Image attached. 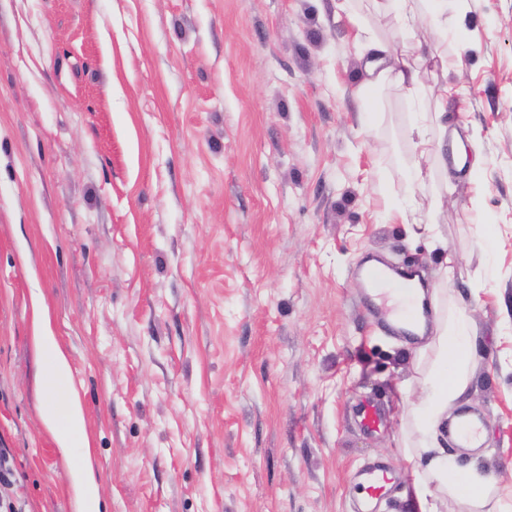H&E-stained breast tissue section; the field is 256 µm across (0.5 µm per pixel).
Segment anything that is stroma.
Instances as JSON below:
<instances>
[{"instance_id":"obj_1","label":"stroma","mask_w":512,"mask_h":512,"mask_svg":"<svg viewBox=\"0 0 512 512\" xmlns=\"http://www.w3.org/2000/svg\"><path fill=\"white\" fill-rule=\"evenodd\" d=\"M336 2L0 0V448L16 474L0 502L76 512L35 387L39 293L103 512H358L374 461L393 473L375 512H409L434 336L381 323L354 274L373 254L420 273L429 322L469 318L448 414L487 436L443 445L512 512V0L449 6L441 38L387 0ZM362 29L422 72L423 97L372 83ZM368 399L374 432L356 418Z\"/></svg>"}]
</instances>
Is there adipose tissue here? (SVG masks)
<instances>
[{"mask_svg":"<svg viewBox=\"0 0 512 512\" xmlns=\"http://www.w3.org/2000/svg\"><path fill=\"white\" fill-rule=\"evenodd\" d=\"M32 308L33 345L38 359L50 362L49 370L40 372L37 385L46 421L64 457L75 453L81 457L79 464L68 471L77 499V512H101L100 486L91 464L85 418L69 359L59 347L51 323L42 311L40 294H33ZM435 347L434 367L413 409L420 432L414 452L428 456L429 464L426 470L415 475L404 497L414 512H442L448 496L473 506L476 512H498L491 503L492 481L487 472L475 463L452 462L439 440L449 403L466 391L464 374L472 359L473 332L465 314L441 319Z\"/></svg>","mask_w":512,"mask_h":512,"instance_id":"ef3b65f1","label":"adipose tissue"}]
</instances>
